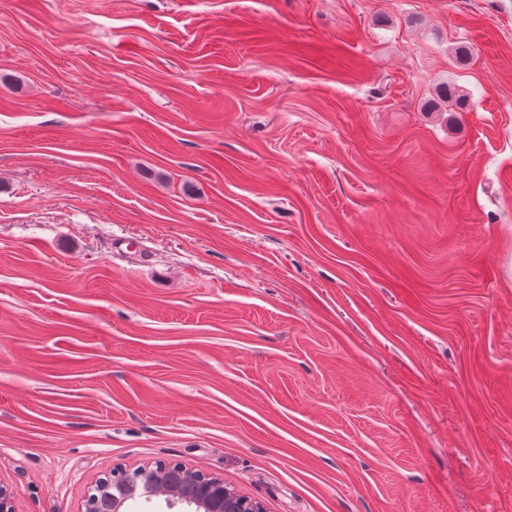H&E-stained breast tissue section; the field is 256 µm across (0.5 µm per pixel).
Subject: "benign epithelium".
<instances>
[{
	"label": "benign epithelium",
	"mask_w": 512,
	"mask_h": 512,
	"mask_svg": "<svg viewBox=\"0 0 512 512\" xmlns=\"http://www.w3.org/2000/svg\"><path fill=\"white\" fill-rule=\"evenodd\" d=\"M203 478L222 482L211 474L163 460L133 470L114 468L88 489L85 510L124 512L130 502L162 497L170 508L184 504L193 512H266L260 501L228 486L211 494L201 491L199 482Z\"/></svg>",
	"instance_id": "obj_1"
}]
</instances>
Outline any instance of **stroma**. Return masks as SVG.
<instances>
[{
    "label": "stroma",
    "instance_id": "obj_1",
    "mask_svg": "<svg viewBox=\"0 0 512 512\" xmlns=\"http://www.w3.org/2000/svg\"><path fill=\"white\" fill-rule=\"evenodd\" d=\"M159 460L512 512V0H0V482Z\"/></svg>",
    "mask_w": 512,
    "mask_h": 512
}]
</instances>
